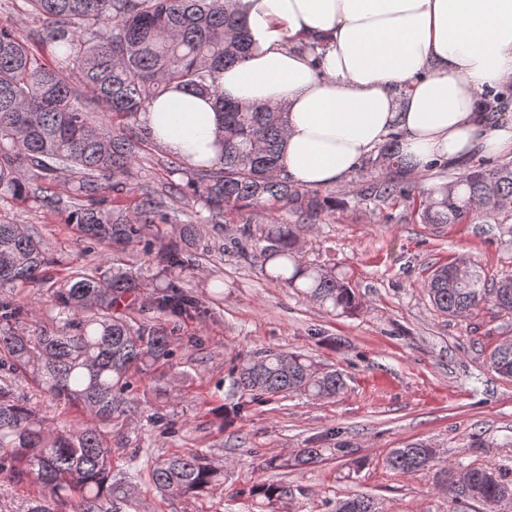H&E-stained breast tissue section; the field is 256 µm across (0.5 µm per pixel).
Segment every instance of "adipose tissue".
Segmentation results:
<instances>
[{"instance_id": "adipose-tissue-1", "label": "adipose tissue", "mask_w": 512, "mask_h": 512, "mask_svg": "<svg viewBox=\"0 0 512 512\" xmlns=\"http://www.w3.org/2000/svg\"><path fill=\"white\" fill-rule=\"evenodd\" d=\"M239 10L250 50L219 83L227 100L284 105L294 183L348 182L393 134L418 169L512 153V116L479 100L512 85V0H240ZM139 118L190 166L224 154L208 98L172 88Z\"/></svg>"}]
</instances>
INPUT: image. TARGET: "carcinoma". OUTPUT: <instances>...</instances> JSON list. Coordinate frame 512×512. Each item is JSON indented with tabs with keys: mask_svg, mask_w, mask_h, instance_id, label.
I'll use <instances>...</instances> for the list:
<instances>
[{
	"mask_svg": "<svg viewBox=\"0 0 512 512\" xmlns=\"http://www.w3.org/2000/svg\"><path fill=\"white\" fill-rule=\"evenodd\" d=\"M47 22L46 40L55 60L44 62L6 19L0 20V199H37L55 207L48 193L55 183L72 187L65 205L69 222L97 243L127 245L144 237L150 225L169 217L162 203L148 196L133 209L105 206L134 180V162L143 135L128 134L137 117L172 87L211 99L223 115L220 171L202 181L174 184L171 194L192 196L213 224L244 207L273 211L285 205L297 223L249 224L244 233L270 267L272 280L309 301L341 315L360 302L336 269L308 262L301 255L300 232L313 227L336 200L294 184L283 174L285 124L278 104L255 106L227 102L217 74L246 57L250 46L240 23L238 0H28ZM80 82L104 108L105 120L92 122L76 97ZM376 163L404 172L410 162L396 138L379 149ZM381 202L408 199L394 180L367 188ZM512 205V165L474 170L433 189L419 204L424 224H460L478 211L485 219ZM195 224H179L168 241L148 249L163 281L157 309L171 316L196 311L197 301L173 282L189 265L196 246ZM53 260L24 224L0 213V288L17 290L40 280ZM132 272L109 267L77 272L52 294L47 316L55 327L25 336L15 325L30 315L27 303L0 298V473L21 481L36 478L49 492L46 503L29 512H121L128 502L124 483L112 476V448L100 426L131 411L124 394L132 375L166 364L170 336L163 324L117 316L112 308L131 305L141 295ZM424 288L437 311L452 317L473 314L485 304L512 316V275L493 282L462 256L435 268ZM489 367L512 380V339L496 346ZM21 374L46 395L67 399L94 418L66 430L50 428L27 406L12 379ZM233 393L240 408L289 394L331 399L347 387L344 375L322 368L307 355L260 349L232 364ZM436 449L423 442L393 448L386 465L413 473L436 463ZM448 502L473 501L512 509V479L492 464H470L457 473L445 469ZM224 479V469L205 452L161 455L148 475V489L164 496L199 499ZM251 494L268 506L278 504L288 487L257 482ZM333 512H379L368 494L336 500Z\"/></svg>",
	"mask_w": 512,
	"mask_h": 512,
	"instance_id": "obj_1",
	"label": "carcinoma"
}]
</instances>
